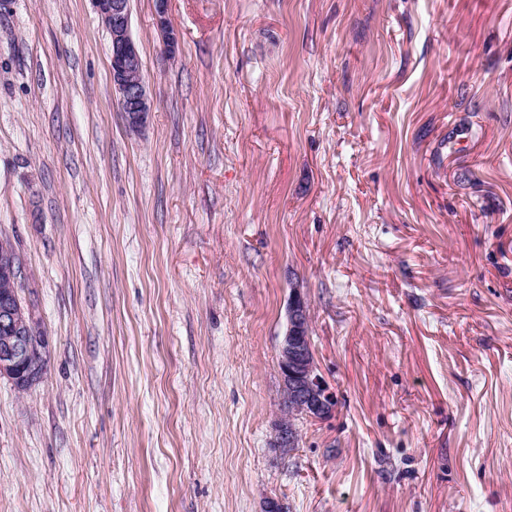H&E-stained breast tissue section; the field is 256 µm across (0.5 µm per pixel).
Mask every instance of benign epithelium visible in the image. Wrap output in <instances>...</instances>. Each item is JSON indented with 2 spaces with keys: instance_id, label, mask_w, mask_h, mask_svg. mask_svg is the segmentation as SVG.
I'll use <instances>...</instances> for the list:
<instances>
[{
  "instance_id": "benign-epithelium-1",
  "label": "benign epithelium",
  "mask_w": 512,
  "mask_h": 512,
  "mask_svg": "<svg viewBox=\"0 0 512 512\" xmlns=\"http://www.w3.org/2000/svg\"><path fill=\"white\" fill-rule=\"evenodd\" d=\"M91 2L110 35V72L119 108L127 127L138 131L148 121L152 101L142 73L139 48L131 35L129 0ZM156 11L171 53L176 39L167 19V0H156ZM20 276L13 240L0 238V379H8L18 391L25 392L43 375L42 349L46 339L37 334L35 314L20 299ZM309 327L308 303L296 289L288 302L286 327L277 349L282 398L274 447L285 451L298 444L295 417L325 419L336 406L333 393L311 358Z\"/></svg>"
}]
</instances>
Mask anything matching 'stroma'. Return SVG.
Returning a JSON list of instances; mask_svg holds the SVG:
<instances>
[{
    "label": "stroma",
    "mask_w": 512,
    "mask_h": 512,
    "mask_svg": "<svg viewBox=\"0 0 512 512\" xmlns=\"http://www.w3.org/2000/svg\"><path fill=\"white\" fill-rule=\"evenodd\" d=\"M0 0V232L47 338L0 512H512V0ZM336 398L272 445L293 290ZM111 40L110 72L127 127L138 131L148 121L152 101L142 73L138 45L131 35L128 0H91Z\"/></svg>",
    "instance_id": "1"
}]
</instances>
